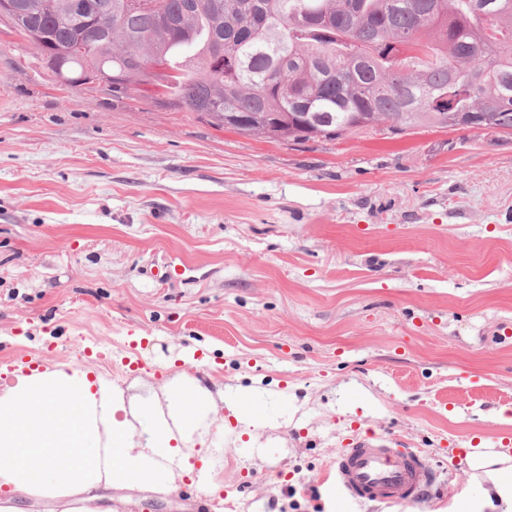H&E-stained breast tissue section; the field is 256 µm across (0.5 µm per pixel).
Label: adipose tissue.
<instances>
[{
	"instance_id": "1",
	"label": "adipose tissue",
	"mask_w": 512,
	"mask_h": 512,
	"mask_svg": "<svg viewBox=\"0 0 512 512\" xmlns=\"http://www.w3.org/2000/svg\"><path fill=\"white\" fill-rule=\"evenodd\" d=\"M169 391L164 414L67 363L0 391V512H26L29 501L51 502L59 512H116L113 490L175 492L177 472L192 469L184 448L195 421L215 400L191 378H175ZM470 467L490 486L480 501H456L455 512L493 505L512 512V455L478 450Z\"/></svg>"
}]
</instances>
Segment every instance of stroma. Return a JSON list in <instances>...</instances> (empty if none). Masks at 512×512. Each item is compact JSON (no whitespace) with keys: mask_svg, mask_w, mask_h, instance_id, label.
Here are the masks:
<instances>
[{"mask_svg":"<svg viewBox=\"0 0 512 512\" xmlns=\"http://www.w3.org/2000/svg\"><path fill=\"white\" fill-rule=\"evenodd\" d=\"M250 389L258 439L203 422L223 512H326V465L371 432L473 497L448 441L512 436V135L376 127L258 139L62 84L0 25V385L19 367ZM120 512H210L195 481Z\"/></svg>","mask_w":512,"mask_h":512,"instance_id":"stroma-1","label":"stroma"}]
</instances>
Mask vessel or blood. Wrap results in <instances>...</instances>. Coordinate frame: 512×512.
Masks as SVG:
<instances>
[{"label":"vessel or blood","mask_w":512,"mask_h":512,"mask_svg":"<svg viewBox=\"0 0 512 512\" xmlns=\"http://www.w3.org/2000/svg\"><path fill=\"white\" fill-rule=\"evenodd\" d=\"M436 483L437 473L425 454L374 434L350 439L322 480L337 498L378 504L388 512L425 504Z\"/></svg>","instance_id":"b4317fda"}]
</instances>
